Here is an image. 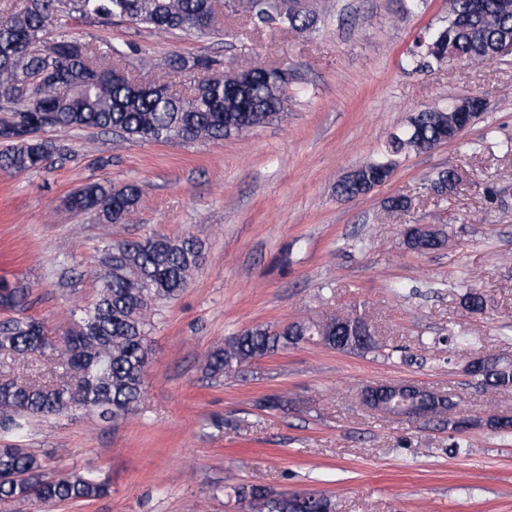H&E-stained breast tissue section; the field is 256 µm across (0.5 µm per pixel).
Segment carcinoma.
I'll return each instance as SVG.
<instances>
[{
    "instance_id": "obj_1",
    "label": "carcinoma",
    "mask_w": 512,
    "mask_h": 512,
    "mask_svg": "<svg viewBox=\"0 0 512 512\" xmlns=\"http://www.w3.org/2000/svg\"><path fill=\"white\" fill-rule=\"evenodd\" d=\"M472 0H448V19L417 40L410 62L424 70L432 63L490 60L494 46L512 35V0H482L477 13ZM139 24L159 32L180 31L199 36L218 32L216 26L192 27L206 17L215 21L214 0H27L20 10L0 14V127L20 122L33 136L2 139L0 170H39L63 151L56 142L36 136L45 129H98L114 131L129 140L159 143L222 141L279 123L287 117L291 95L283 72L277 68L240 65L248 75L220 77V64L208 58L191 61L175 57L172 71L203 72L191 84L190 93L170 95L167 74L154 78L151 87L134 92L125 80L112 79L115 63L126 54H112L78 39L62 37L41 48V36L65 16ZM253 26L276 31L313 33L318 16L309 10H290L278 0H255L249 14ZM22 84L34 87L31 98L16 95ZM451 108L418 112L409 124L389 134L385 154L360 166L355 180L341 179L336 194L346 199L373 187L392 175L398 158L425 152L454 137L448 124ZM454 170L448 168L427 178L426 189L436 196L447 194ZM140 188L128 183L112 188L96 181L86 183L67 199L70 208L89 213L102 223L127 224L134 220ZM202 244L191 235H157L143 241H115L102 250L104 272L98 274L94 302L79 309L72 328L59 336L49 333L37 318L0 321V354L19 367H28L36 355L56 357L61 377L53 385L30 378L0 380V432L16 434L30 417L65 416L85 410L102 421H114L137 410L143 395V369L148 358V313L159 303L176 297L199 268ZM466 310L481 313L488 308L478 290L477 277L460 284ZM30 289L0 282V306L25 311ZM361 321L353 313L326 314L317 319L293 322L280 329L255 328L230 336L205 356L208 378L219 381L242 372L246 364L317 342L328 348L374 353L387 359L409 361L398 347L386 348L371 336L361 341L353 326ZM455 356L472 352L475 339L467 332L434 341ZM491 392L512 389V364L501 363L490 374L479 368L469 371ZM456 404L446 398L430 404L434 418L448 425V452L467 447L465 435L454 427ZM109 494V485L88 473L48 480L40 459L26 448L0 446V502L56 503L94 500ZM235 501L244 512H333L330 498L318 494H275L251 484L234 489Z\"/></svg>"
}]
</instances>
